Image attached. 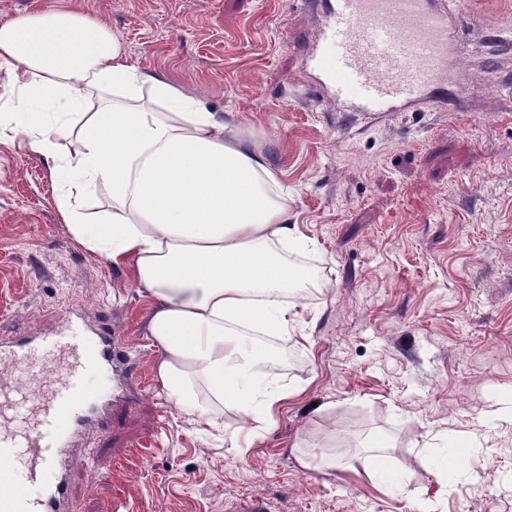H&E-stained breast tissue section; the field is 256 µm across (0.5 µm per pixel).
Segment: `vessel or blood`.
Returning <instances> with one entry per match:
<instances>
[{"mask_svg":"<svg viewBox=\"0 0 512 512\" xmlns=\"http://www.w3.org/2000/svg\"><path fill=\"white\" fill-rule=\"evenodd\" d=\"M449 0H321L309 66L336 103L358 112L447 104L467 74L453 60ZM335 47L326 60L321 47ZM119 352L111 330L76 337L73 326L42 336H0V512H68L62 470L88 424L104 425L112 399L86 381L111 372ZM38 494H29V487Z\"/></svg>","mask_w":512,"mask_h":512,"instance_id":"vessel-or-blood-1","label":"vessel or blood"}]
</instances>
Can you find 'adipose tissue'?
<instances>
[{"label": "adipose tissue", "instance_id": "1", "mask_svg": "<svg viewBox=\"0 0 512 512\" xmlns=\"http://www.w3.org/2000/svg\"><path fill=\"white\" fill-rule=\"evenodd\" d=\"M1 67L16 100L0 107V126L52 161L74 242L131 271L169 400L203 427L219 424L228 399L272 417L292 392L256 374L276 364L270 337L310 341V281L288 259L309 240L262 142L168 75L129 66L111 28L74 6L0 25ZM93 94L101 107L85 111ZM73 134L79 150L61 154ZM102 188L107 209L88 213Z\"/></svg>", "mask_w": 512, "mask_h": 512}]
</instances>
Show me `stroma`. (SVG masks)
I'll use <instances>...</instances> for the list:
<instances>
[{
	"instance_id": "obj_1",
	"label": "stroma",
	"mask_w": 512,
	"mask_h": 512,
	"mask_svg": "<svg viewBox=\"0 0 512 512\" xmlns=\"http://www.w3.org/2000/svg\"><path fill=\"white\" fill-rule=\"evenodd\" d=\"M75 3L105 21L126 62L160 70L263 140L285 170L304 254L309 347L274 350L298 396L244 455L246 421L199 432L153 371L147 305L131 273L61 224L53 165L0 127V325L44 331L81 306L147 380L90 428L67 470L73 512H512V0H465L453 46L467 88L444 108L363 115L306 90L313 0H0V25ZM390 448L385 488L345 461ZM458 449L459 472L444 464ZM315 455L311 466L302 456Z\"/></svg>"
}]
</instances>
